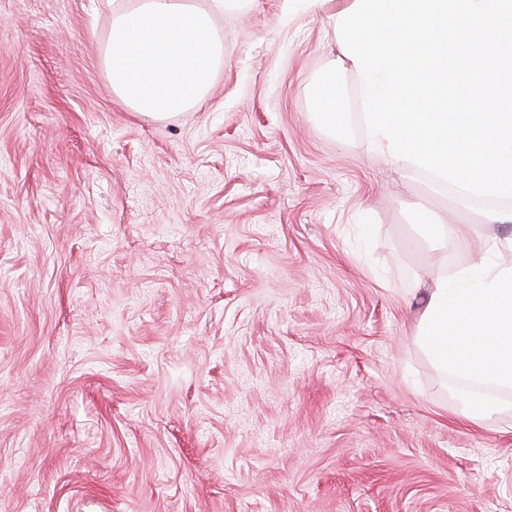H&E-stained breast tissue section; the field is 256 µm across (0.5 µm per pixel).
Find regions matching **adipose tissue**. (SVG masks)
<instances>
[{
    "instance_id": "ef3b65f1",
    "label": "adipose tissue",
    "mask_w": 512,
    "mask_h": 512,
    "mask_svg": "<svg viewBox=\"0 0 512 512\" xmlns=\"http://www.w3.org/2000/svg\"><path fill=\"white\" fill-rule=\"evenodd\" d=\"M440 246L468 251L472 259L453 277L428 289L418 341L442 372L458 379L512 389V264L499 261L493 238H459L445 224L425 227Z\"/></svg>"
}]
</instances>
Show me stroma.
Segmentation results:
<instances>
[{"label": "stroma", "instance_id": "35a3bbf8", "mask_svg": "<svg viewBox=\"0 0 512 512\" xmlns=\"http://www.w3.org/2000/svg\"><path fill=\"white\" fill-rule=\"evenodd\" d=\"M196 108L113 98L112 0H0V512H512L485 425L421 348L432 278L498 238L374 155L332 5L192 0Z\"/></svg>", "mask_w": 512, "mask_h": 512}]
</instances>
